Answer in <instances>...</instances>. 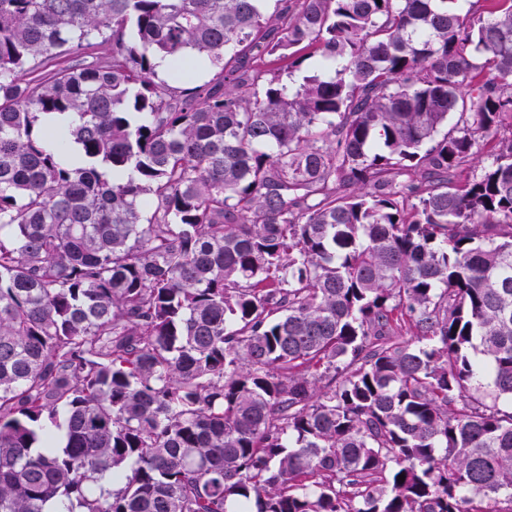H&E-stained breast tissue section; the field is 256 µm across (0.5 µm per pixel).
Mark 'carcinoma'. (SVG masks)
I'll list each match as a JSON object with an SVG mask.
<instances>
[{"mask_svg": "<svg viewBox=\"0 0 512 512\" xmlns=\"http://www.w3.org/2000/svg\"><path fill=\"white\" fill-rule=\"evenodd\" d=\"M463 2L0 0V512H512V0ZM297 56L304 58L300 68L288 69V62H275L271 65V68L278 69L283 81L287 82L290 86L298 85L302 82L304 76L313 74L312 63L317 58L311 49L301 50Z\"/></svg>", "mask_w": 512, "mask_h": 512, "instance_id": "carcinoma-1", "label": "carcinoma"}]
</instances>
